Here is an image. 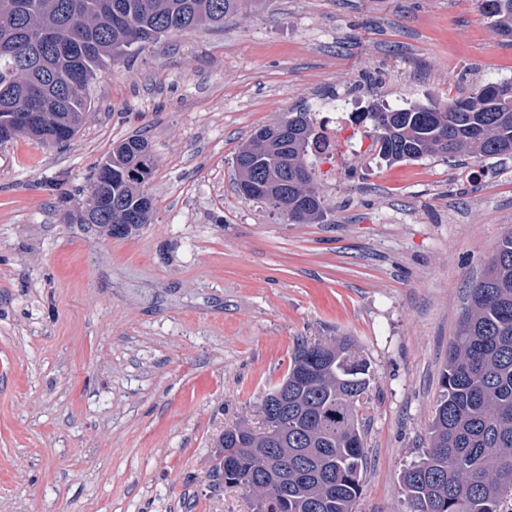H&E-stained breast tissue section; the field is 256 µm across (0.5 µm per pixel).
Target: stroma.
I'll return each mask as SVG.
<instances>
[{
    "label": "stroma",
    "instance_id": "35a3bbf8",
    "mask_svg": "<svg viewBox=\"0 0 512 512\" xmlns=\"http://www.w3.org/2000/svg\"><path fill=\"white\" fill-rule=\"evenodd\" d=\"M512 80L481 0H247L223 27L105 61L78 135L0 146V512H253L206 476L225 430L298 344L350 337L372 366L357 404L356 512H406L401 470L428 423L468 290L512 229V157L394 165L370 124L310 154L324 222L240 197L234 159L317 95L400 108ZM156 159L153 216L99 239L78 216L118 142Z\"/></svg>",
    "mask_w": 512,
    "mask_h": 512
}]
</instances>
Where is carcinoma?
Masks as SVG:
<instances>
[{
    "mask_svg": "<svg viewBox=\"0 0 512 512\" xmlns=\"http://www.w3.org/2000/svg\"><path fill=\"white\" fill-rule=\"evenodd\" d=\"M0 0V145L17 136L69 143L90 109L85 88L106 58L140 50L162 35L224 24L245 0ZM482 12L512 41V0H482ZM473 89L446 106L374 104L369 121L378 154L391 164L423 156H512V96ZM21 112H36L32 120ZM267 143L251 135L235 157L237 187L295 224L319 221L325 204L306 164L319 144L307 112ZM155 167L148 143L131 137L92 176L91 203L79 222L98 236L125 238L152 218L144 190ZM440 391L419 460L400 483L409 512H512V230L505 232L468 303L439 376ZM370 385L368 362L347 338L301 344L268 408L288 413L280 441L224 432L212 476L242 486L255 512H355L366 458L357 402Z\"/></svg>",
    "mask_w": 512,
    "mask_h": 512,
    "instance_id": "cac0c4a2",
    "label": "carcinoma"
}]
</instances>
